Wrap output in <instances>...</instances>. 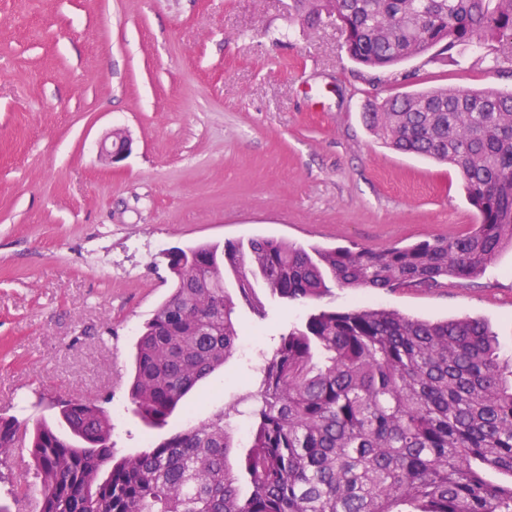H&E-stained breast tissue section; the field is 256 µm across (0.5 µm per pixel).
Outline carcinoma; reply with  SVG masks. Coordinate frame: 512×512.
<instances>
[{"label": "carcinoma", "mask_w": 512, "mask_h": 512, "mask_svg": "<svg viewBox=\"0 0 512 512\" xmlns=\"http://www.w3.org/2000/svg\"><path fill=\"white\" fill-rule=\"evenodd\" d=\"M291 2L307 30L320 9L335 14L348 56L374 73L395 74L436 47L512 44V0ZM363 120L393 149L457 169L478 223L380 251L254 237L165 253L173 292L136 341L129 388L148 426H165L233 356L237 302L266 316L259 282L302 303L336 287L436 288L480 277L512 248L511 93L433 87L376 102ZM59 405L71 438L41 424L29 441L40 512H512V353L480 319L323 307L281 335L253 390L134 456L116 457L97 401ZM243 415L248 450L235 471L231 420ZM19 427L0 418V456Z\"/></svg>", "instance_id": "1"}]
</instances>
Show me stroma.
<instances>
[{"instance_id": "obj_1", "label": "stroma", "mask_w": 512, "mask_h": 512, "mask_svg": "<svg viewBox=\"0 0 512 512\" xmlns=\"http://www.w3.org/2000/svg\"><path fill=\"white\" fill-rule=\"evenodd\" d=\"M290 0H0V417L56 424L57 396L111 411L117 455L143 451L248 392L257 355L317 306L265 288L258 319L160 429L128 398L140 330L173 286L165 251L273 237L373 250L475 223L457 170L395 152L365 127L370 102L448 85L512 92L490 46L407 61L413 78L358 68L335 21L308 31ZM123 130L111 164L100 143ZM431 320H487L512 350V250L443 288L334 289ZM27 448L0 462V512L39 498Z\"/></svg>"}]
</instances>
